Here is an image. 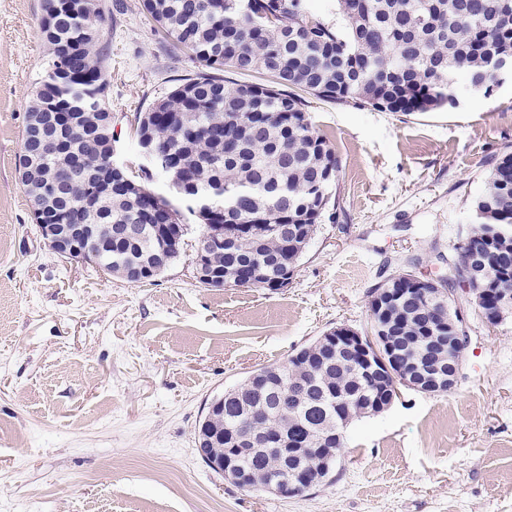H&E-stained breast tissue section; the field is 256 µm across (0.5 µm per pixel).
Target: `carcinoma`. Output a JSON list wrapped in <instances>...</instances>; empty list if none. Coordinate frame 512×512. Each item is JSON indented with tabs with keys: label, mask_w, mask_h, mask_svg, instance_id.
Wrapping results in <instances>:
<instances>
[{
	"label": "carcinoma",
	"mask_w": 512,
	"mask_h": 512,
	"mask_svg": "<svg viewBox=\"0 0 512 512\" xmlns=\"http://www.w3.org/2000/svg\"><path fill=\"white\" fill-rule=\"evenodd\" d=\"M58 0H42V35L48 70L38 82L22 130L16 169L24 192L50 184L57 193L41 197L45 224H95L96 239L81 246L82 259L108 274L137 281L159 249L142 229L156 223L155 197L127 175L112 178L98 197L88 187L108 173L112 162V113L106 107L108 52L102 43L104 10L98 0L85 9L58 11ZM346 21L340 32L311 14L308 0H142L146 18L180 51L206 70L178 84L154 103L137 135L149 137L164 157L178 158V175L189 196L223 191L224 218L200 212L203 224H303L307 232L291 250L288 233H268L211 254L213 266L234 282L253 268L268 288L285 264L296 265L330 206L324 187L339 168L335 150L316 133L302 93L336 103H354L388 112H432L455 105L454 80L486 91L496 81L495 63L512 65V0H336ZM231 66L260 71L271 83L224 84ZM76 112V126L64 130L61 154L42 152L41 138L54 131L51 112ZM473 210L476 225L448 260L441 286L454 290L465 268L464 254L475 249L494 262L512 263V236L495 237L498 226L512 228V153L491 170ZM399 336L407 338L399 360L426 369L448 365V320L453 308L442 298L407 291L391 310ZM288 363L259 368L264 377L224 392V413L212 428L226 448H255L240 461L259 486L283 475L275 448H311L335 438L342 448L341 420L364 415L384 392L366 384L342 354L316 359L309 344ZM294 384L298 397L278 407V393ZM360 399L337 412L334 391Z\"/></svg>",
	"instance_id": "cac0c4a2"
}]
</instances>
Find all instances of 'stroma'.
Listing matches in <instances>:
<instances>
[{
	"label": "stroma",
	"instance_id": "obj_1",
	"mask_svg": "<svg viewBox=\"0 0 512 512\" xmlns=\"http://www.w3.org/2000/svg\"><path fill=\"white\" fill-rule=\"evenodd\" d=\"M41 3L0 0V512H512V312L486 326L462 287L470 344L456 387L404 388L355 420L330 481L305 497L241 490L195 445L212 397L331 328L369 329L385 279L447 275L490 170L512 152V70L486 93L456 78L455 107L436 112L307 96L339 159L338 206L288 288L199 284L191 215L181 257L130 283L54 253L18 178L47 69ZM140 3L101 0L114 158L135 173L136 114L203 68L162 42Z\"/></svg>",
	"mask_w": 512,
	"mask_h": 512
}]
</instances>
